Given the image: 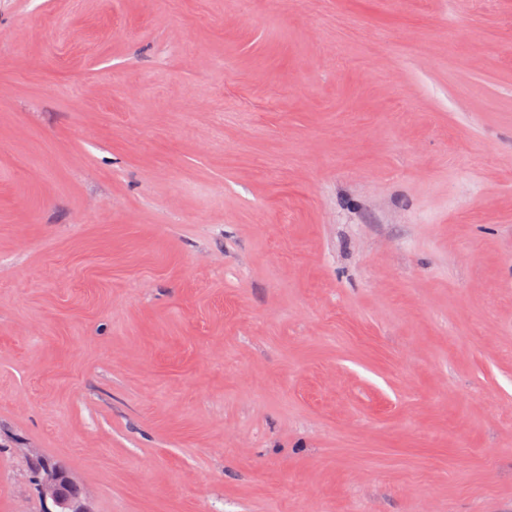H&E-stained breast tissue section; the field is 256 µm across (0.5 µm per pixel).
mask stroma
I'll use <instances>...</instances> for the list:
<instances>
[{"label":"stroma","instance_id":"stroma-1","mask_svg":"<svg viewBox=\"0 0 512 512\" xmlns=\"http://www.w3.org/2000/svg\"><path fill=\"white\" fill-rule=\"evenodd\" d=\"M512 512V0H0V512ZM40 474L38 488L46 504V512H91L84 498H70L66 494L65 489L71 478L64 468L45 462ZM48 501L51 502L52 509L47 506Z\"/></svg>","mask_w":512,"mask_h":512}]
</instances>
